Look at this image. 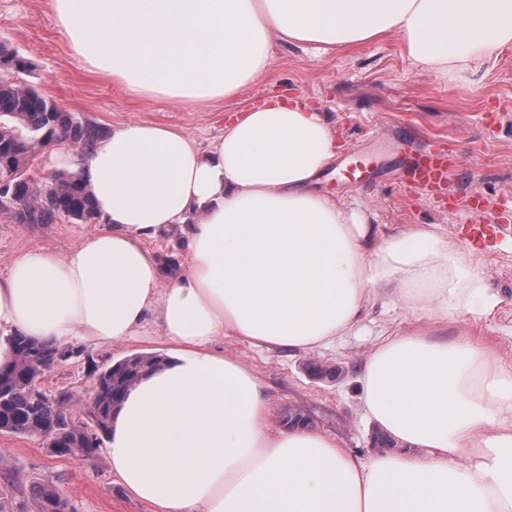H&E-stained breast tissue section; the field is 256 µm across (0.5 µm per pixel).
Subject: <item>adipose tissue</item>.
Instances as JSON below:
<instances>
[{"mask_svg": "<svg viewBox=\"0 0 512 512\" xmlns=\"http://www.w3.org/2000/svg\"><path fill=\"white\" fill-rule=\"evenodd\" d=\"M51 4L84 70L191 110L263 77L276 42L393 35L440 78L512 47V0ZM335 139L293 98L232 116L205 149L175 126L123 124L74 167L103 227L0 274V330L58 346L159 329L165 358L128 391L106 448L152 512H512V359L473 332L500 304L486 256L441 225L385 228L319 192ZM172 229L181 270L147 245ZM380 303L411 326L362 361L360 405L399 453L362 458L329 434L276 428L265 382L216 346L327 348Z\"/></svg>", "mask_w": 512, "mask_h": 512, "instance_id": "ef3b65f1", "label": "adipose tissue"}]
</instances>
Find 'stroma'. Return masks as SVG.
Wrapping results in <instances>:
<instances>
[{
	"instance_id": "35a3bbf8",
	"label": "stroma",
	"mask_w": 512,
	"mask_h": 512,
	"mask_svg": "<svg viewBox=\"0 0 512 512\" xmlns=\"http://www.w3.org/2000/svg\"><path fill=\"white\" fill-rule=\"evenodd\" d=\"M0 36L31 63L29 79L43 94L104 132L129 121L162 122L181 127L205 148L223 133L230 114L292 95L324 112L336 128L340 147L317 181L319 191L339 200L359 199L381 224H439L452 234L468 219L466 202L478 201L483 221L501 227L496 249L487 254V270L502 298L478 331L512 356V47L474 76L442 79L411 67L393 36L336 51L276 43L265 77L235 99L191 112L166 100L130 96L111 79L82 70L48 0H0ZM441 140L452 145L456 157L447 190L433 199L404 190L399 159ZM351 153L368 159V184L347 180L342 162ZM76 243L74 224L23 226L0 216V273L22 251L44 248L63 255ZM407 326L397 310L378 305L354 333L328 349L288 354L234 336L225 337L221 346L226 356L265 381L275 425H282L288 412H303L311 429L336 436L366 457L373 453L375 426L360 409L358 367L380 335ZM160 345L153 328L109 346L68 343L71 358L46 371L40 386L46 394L76 398L71 415L76 423H88L96 371L136 353L155 352ZM313 362L339 369V377L311 378ZM42 483L55 484L78 512H151L115 481L105 450L92 458L57 457L42 440L0 434V494L8 495L11 512H33L32 491Z\"/></svg>"
}]
</instances>
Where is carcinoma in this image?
Returning <instances> with one entry per match:
<instances>
[{
	"instance_id": "cac0c4a2",
	"label": "carcinoma",
	"mask_w": 512,
	"mask_h": 512,
	"mask_svg": "<svg viewBox=\"0 0 512 512\" xmlns=\"http://www.w3.org/2000/svg\"><path fill=\"white\" fill-rule=\"evenodd\" d=\"M15 72L0 77V187L13 197L6 217L15 224L48 225L77 220L96 223L99 214L88 188L66 168L55 169L41 179L29 173L41 152L57 145L68 146L77 155L103 135L85 117L62 111L33 83L20 77L31 64L7 41L0 40V71ZM15 359L0 368V427L11 434L57 439L60 456L97 453L107 435L114 410L126 392L145 374L160 365L157 355H133L103 371L90 405L93 428L71 419L72 397H50L36 387L38 378L69 354L23 334L8 339ZM36 512H76L51 483L33 492Z\"/></svg>"
}]
</instances>
